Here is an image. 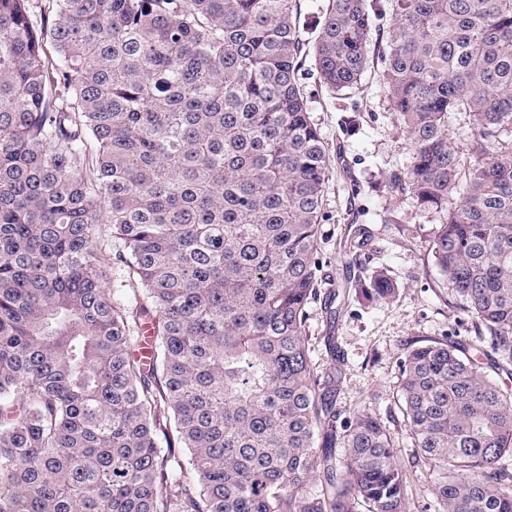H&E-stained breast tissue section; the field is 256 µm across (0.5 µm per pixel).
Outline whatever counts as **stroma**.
Wrapping results in <instances>:
<instances>
[{
    "mask_svg": "<svg viewBox=\"0 0 512 512\" xmlns=\"http://www.w3.org/2000/svg\"><path fill=\"white\" fill-rule=\"evenodd\" d=\"M380 64L360 82L339 93L321 85L314 68L300 75L308 109L334 159V173L321 224V297L308 307L312 357L321 368L339 365L342 382L336 407L346 416L367 411L389 428L394 450L407 476L406 512H435L433 482L414 458L402 414L394 400L400 362L407 347L448 336L467 342L475 335L470 319L456 308L428 251L440 216L424 211L407 195L390 193V176L404 168L409 141L396 121L380 84ZM357 119L354 131L343 120ZM371 239L361 252L367 267H385L400 288L398 299L368 302L349 297L328 316L323 298L347 286L350 241L356 228ZM335 349H328L327 337Z\"/></svg>",
    "mask_w": 512,
    "mask_h": 512,
    "instance_id": "obj_1",
    "label": "stroma"
}]
</instances>
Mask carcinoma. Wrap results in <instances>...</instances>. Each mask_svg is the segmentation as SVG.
<instances>
[{"label":"carcinoma","instance_id":"1","mask_svg":"<svg viewBox=\"0 0 512 512\" xmlns=\"http://www.w3.org/2000/svg\"><path fill=\"white\" fill-rule=\"evenodd\" d=\"M386 7L390 189L443 213L428 250L477 328L410 345L396 404L436 512H512L483 362L512 365V0H327L312 44L300 0H0V512H406L389 429L340 417L307 331L332 160L299 73L355 85ZM468 122L469 119L464 113H456L450 119L448 127V138L451 145L458 151H463L464 153H467V150L470 148V141L466 137ZM112 299L121 304L134 302L135 295H140V285L127 277L122 267L112 262Z\"/></svg>","mask_w":512,"mask_h":512}]
</instances>
